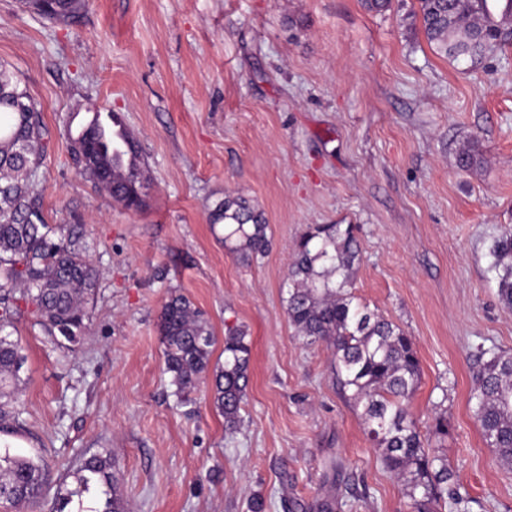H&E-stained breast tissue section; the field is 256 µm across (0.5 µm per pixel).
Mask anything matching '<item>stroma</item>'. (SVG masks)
<instances>
[{
  "mask_svg": "<svg viewBox=\"0 0 512 512\" xmlns=\"http://www.w3.org/2000/svg\"><path fill=\"white\" fill-rule=\"evenodd\" d=\"M0 63L49 131L40 169L47 223L70 225L98 273L79 343L47 336L20 304L23 347L13 453L47 462V492L16 512H53L83 459L111 455L126 512H414L340 391L323 343L288 320L301 234L352 224L353 291L411 337L421 381L409 407L448 461L436 512H512V468L475 419L472 364L512 352V308L490 254L512 228V45L479 61L438 54L418 0H85L55 21L0 0ZM121 117L146 165L132 210L83 179L70 131L91 110ZM477 143L483 162L457 163ZM264 213L267 255L246 261L210 221L225 196ZM187 297L224 362L226 327L252 343L242 422L224 429L203 375L173 394L159 316ZM448 431L436 433L437 421Z\"/></svg>",
  "mask_w": 512,
  "mask_h": 512,
  "instance_id": "1",
  "label": "stroma"
}]
</instances>
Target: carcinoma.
<instances>
[{
    "mask_svg": "<svg viewBox=\"0 0 512 512\" xmlns=\"http://www.w3.org/2000/svg\"><path fill=\"white\" fill-rule=\"evenodd\" d=\"M39 14L65 20L84 0H25ZM422 28L445 56L481 58L506 45L501 25L490 17L487 0H420ZM113 112L91 121L71 139L80 174L128 208L145 206L146 177L135 139ZM48 140L41 113L14 72L0 63V433L23 426L16 404L22 347L9 339L15 303L31 304L51 335L79 342L86 305L97 285V272L83 257L78 239L64 225L46 223L37 180ZM224 223V245L245 260L265 255L269 240L262 211L242 196H226L211 213ZM351 224H321L297 244L288 272L287 313L296 336L308 344L324 342L332 352L336 381L355 407L362 408L366 432L386 467L399 479L415 512H431L448 494L447 460L430 454L408 407L418 390L420 362L412 339L398 325L370 310L352 292L360 250ZM498 271L499 296L512 307V229L491 247ZM23 286L21 294L16 288ZM166 370L173 394L182 400L209 371L214 336L189 299L172 294L159 317ZM250 341L242 326L224 333V365L215 367L213 403L224 425L235 430L249 383ZM472 398L475 418L486 443L500 462L512 465V353L476 357ZM46 463L0 449V503L30 504L43 489ZM119 473L111 456L92 455L77 469V485L60 497L56 512H68L93 491L106 496L102 512H124L116 485Z\"/></svg>",
    "mask_w": 512,
    "mask_h": 512,
    "instance_id": "cac0c4a2",
    "label": "carcinoma"
}]
</instances>
